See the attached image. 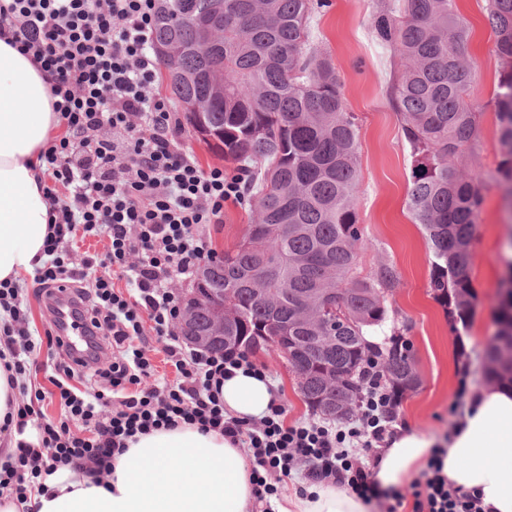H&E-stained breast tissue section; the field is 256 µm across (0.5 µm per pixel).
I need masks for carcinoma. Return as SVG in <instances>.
I'll use <instances>...</instances> for the list:
<instances>
[{
    "label": "carcinoma",
    "mask_w": 512,
    "mask_h": 512,
    "mask_svg": "<svg viewBox=\"0 0 512 512\" xmlns=\"http://www.w3.org/2000/svg\"><path fill=\"white\" fill-rule=\"evenodd\" d=\"M372 14L370 28L397 58L388 94L414 159L408 208L432 252L431 288L448 307L452 328H467L476 300L471 255L483 203L480 177L456 161L480 135L479 113L467 100L476 77L469 31L454 0H402ZM323 0H158L153 47L175 41L182 51L169 89L178 106L206 101L200 123L185 115L200 141L246 173L244 199L252 224L233 249L201 268L198 288L224 292L239 317L224 327L217 351H273L291 365L309 408L331 419L358 406L361 373L370 355L385 361L383 379L397 397L420 385L414 358L395 338L384 351L367 336L388 318L391 267L360 277L362 231L358 117L348 110L330 56L313 44L311 21ZM223 31L201 49L195 17ZM503 69L496 95L501 161L495 180L512 191V0H486ZM224 71V86L208 78ZM496 303L497 330L486 348V379L512 386V268ZM336 290L335 331L300 317V305L321 303ZM336 374V410L324 407L325 374Z\"/></svg>",
    "instance_id": "carcinoma-1"
}]
</instances>
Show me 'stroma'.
Instances as JSON below:
<instances>
[{
	"label": "stroma",
	"mask_w": 512,
	"mask_h": 512,
	"mask_svg": "<svg viewBox=\"0 0 512 512\" xmlns=\"http://www.w3.org/2000/svg\"><path fill=\"white\" fill-rule=\"evenodd\" d=\"M380 0H331L312 23L315 44L326 51L344 85L347 106L359 118L361 193L358 222L363 229L361 275L380 265L391 266L397 277L388 295L389 318L379 329L380 346L393 334L410 343L421 384L398 403L397 425L437 440L447 438L475 395L485 388L484 353L496 325L497 282L502 272L501 247L512 233V216L494 178L501 157L495 147L498 124L494 98L502 63L495 35L485 16V0H455V10L470 30L469 56L477 67L469 99L479 114L480 139L462 163L485 177L477 237L472 250L471 275L478 303L471 326L456 336L448 309L434 296L431 248L421 225L407 209L413 158L401 132V121L387 94L394 66L389 53L373 39L369 19ZM249 222L237 204L224 205L223 223L206 234L210 249L233 248ZM266 366L287 404L288 420L312 418L302 402L297 378L287 362L270 350L255 352Z\"/></svg>",
	"instance_id": "35a3bbf8"
}]
</instances>
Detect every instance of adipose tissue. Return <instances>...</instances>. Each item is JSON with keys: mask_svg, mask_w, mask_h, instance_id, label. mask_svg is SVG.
I'll use <instances>...</instances> for the list:
<instances>
[{"mask_svg": "<svg viewBox=\"0 0 512 512\" xmlns=\"http://www.w3.org/2000/svg\"><path fill=\"white\" fill-rule=\"evenodd\" d=\"M51 85L16 48L0 39V281L31 272L48 232V206L37 156L58 126ZM273 382L236 371L223 386L226 414L263 416ZM433 446L406 430L382 452L374 478L408 483ZM454 487L481 497L491 512H512V388L489 385L469 405L443 459ZM251 465L217 432L183 425L138 436L114 459L107 483L72 465L48 477L32 500L36 512H251ZM275 512H366L347 488L318 482L273 500Z\"/></svg>", "mask_w": 512, "mask_h": 512, "instance_id": "1", "label": "adipose tissue"}]
</instances>
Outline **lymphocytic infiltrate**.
<instances>
[{"label": "lymphocytic infiltrate", "instance_id": "lymphocytic-infiltrate-1", "mask_svg": "<svg viewBox=\"0 0 512 512\" xmlns=\"http://www.w3.org/2000/svg\"><path fill=\"white\" fill-rule=\"evenodd\" d=\"M158 0H0V35L51 80L61 136L40 155L50 183L51 217L34 282L45 300L53 287H72L78 316L88 323L87 353L64 348L53 329L25 325L22 287L0 281V346L19 392L15 422L35 424L41 445L19 443L0 461V492L26 504L59 467L87 464L106 478L105 462L137 435L180 425L217 431L243 448L263 512L292 476L349 487L377 512H487L481 498L452 486L443 455L432 451L410 492L384 488L371 467L392 433L394 399L366 367L361 414L288 423L281 397L266 415L246 422L225 415L227 375L253 369L242 351L184 345L174 324L183 297L171 283L194 278L212 259L204 226L224 221V205L243 197V179L223 168L202 169L184 145L185 125L154 92L160 62L151 42ZM106 238L105 251L79 256V241ZM163 345L177 378L160 377L149 341ZM46 357L49 388L32 386ZM57 399L59 418L40 413Z\"/></svg>", "mask_w": 512, "mask_h": 512}]
</instances>
